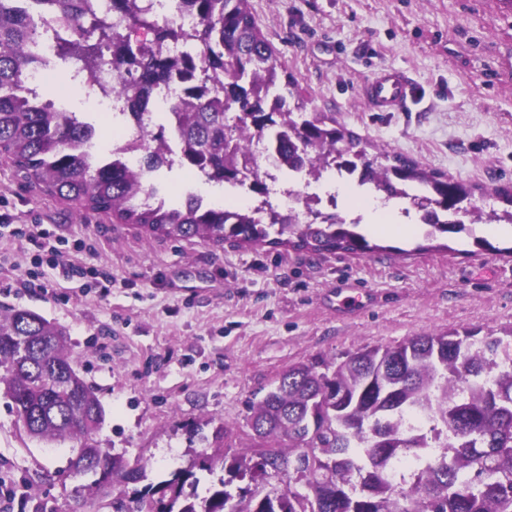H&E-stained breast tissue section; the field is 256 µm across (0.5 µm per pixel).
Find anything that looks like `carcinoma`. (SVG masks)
Returning a JSON list of instances; mask_svg holds the SVG:
<instances>
[{"instance_id": "cac0c4a2", "label": "carcinoma", "mask_w": 512, "mask_h": 512, "mask_svg": "<svg viewBox=\"0 0 512 512\" xmlns=\"http://www.w3.org/2000/svg\"><path fill=\"white\" fill-rule=\"evenodd\" d=\"M50 5L63 23L90 20L77 39L57 45V54L93 75L112 68V88L132 112H149L154 90L176 78L189 83L188 97L171 103L178 123L139 128L157 148L169 131L181 142V163L209 180L235 182L252 174L249 189L265 192L257 161L241 142H270L267 153L294 164L319 167L338 161L362 166V183L399 195L424 184L429 203L447 212L472 195L448 176L422 168L386 149L369 156L361 138L325 112H310L296 84L273 55L256 25L250 0H181L200 25L188 34L170 21L158 22L151 0H110L111 11L136 29L154 34L133 41L112 30L94 0H36ZM43 15L0 0V157L41 192L73 202L85 211L115 212L156 236L199 238L240 246H288L316 252L366 254L370 244L356 224H292L274 209L245 214L228 224L224 207L201 208L194 199L155 206L147 180L155 154L133 173L119 164L91 165L72 144L92 134L76 116L30 104L24 76L34 62L26 48L38 37ZM194 42L195 52L172 53L170 45ZM266 98L276 107L263 105ZM501 207L471 210L486 223L512 222V186L495 190ZM512 326L479 337L452 330L415 336L396 345L363 347L338 361L288 367L271 389L252 403L248 424L254 439L274 452L281 488L262 494L255 449L198 453L197 467L227 474L201 498L184 493L193 470L148 484L112 500L113 512H512ZM0 394L27 434L42 440L69 436L79 442L71 467L94 476L92 486L135 484L145 477L141 462L130 463L100 448L93 439L104 419L94 388L74 367L66 333L36 312L18 309L0 316ZM411 414L429 425H405ZM412 458L419 467L400 489L389 479L392 463ZM249 480L233 495V481Z\"/></svg>"}]
</instances>
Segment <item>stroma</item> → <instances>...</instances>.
Wrapping results in <instances>:
<instances>
[{
	"label": "stroma",
	"instance_id": "obj_1",
	"mask_svg": "<svg viewBox=\"0 0 512 512\" xmlns=\"http://www.w3.org/2000/svg\"><path fill=\"white\" fill-rule=\"evenodd\" d=\"M258 27L302 93L365 146L383 145L474 190L473 206L512 186V0H251ZM406 71L418 96L405 112H372L361 91L382 69ZM46 94L80 121L97 117L76 91L70 66L54 63ZM0 314L34 311L66 329L75 367L105 410L100 447L142 459L158 483L190 468L203 444L194 429L224 431V451L250 445L249 407L289 366L341 359L450 329L497 333L512 326V241L472 253L449 235H372L375 252L241 247L154 236L105 213L79 215L43 194L0 158ZM14 224H49L93 236L72 254L84 268L108 266L109 290L92 279L39 267L46 287L24 293L14 280L34 268V246ZM353 295L357 303L342 304ZM72 439L31 438L0 397V512H112L70 467Z\"/></svg>",
	"mask_w": 512,
	"mask_h": 512
}]
</instances>
